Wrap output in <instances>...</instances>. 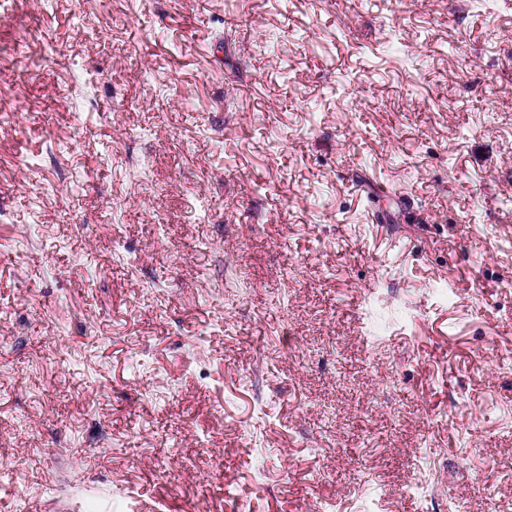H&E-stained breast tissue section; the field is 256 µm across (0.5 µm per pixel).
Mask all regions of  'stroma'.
Wrapping results in <instances>:
<instances>
[{"label":"stroma","instance_id":"1","mask_svg":"<svg viewBox=\"0 0 512 512\" xmlns=\"http://www.w3.org/2000/svg\"><path fill=\"white\" fill-rule=\"evenodd\" d=\"M18 106L0 512H512V0H0Z\"/></svg>","mask_w":512,"mask_h":512}]
</instances>
